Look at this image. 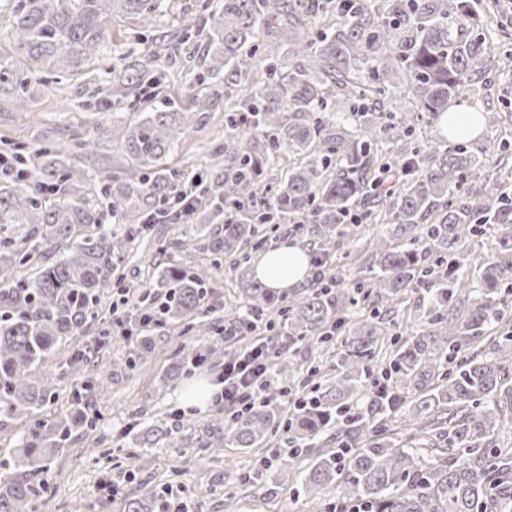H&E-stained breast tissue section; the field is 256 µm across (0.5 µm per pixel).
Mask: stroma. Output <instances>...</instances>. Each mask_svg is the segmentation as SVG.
I'll list each match as a JSON object with an SVG mask.
<instances>
[{"instance_id":"obj_1","label":"stroma","mask_w":512,"mask_h":512,"mask_svg":"<svg viewBox=\"0 0 512 512\" xmlns=\"http://www.w3.org/2000/svg\"><path fill=\"white\" fill-rule=\"evenodd\" d=\"M217 0H166L154 33L159 39L156 53L144 51L138 21L125 14L112 18L111 39L104 48L117 69L139 64L141 69L162 74L154 88H140L115 102L111 80L97 71H84L63 82L47 81L32 92L26 108L14 99L0 96V137L24 146L41 145L73 149L78 163L87 170L110 168L113 174L129 177L131 162L123 144L108 134L113 123L131 125L151 105L152 97L186 102L190 94L211 95L213 85L200 64L208 50L204 38L182 45L178 42L183 24L200 22ZM484 31L493 44L490 73L467 94L465 103L481 112L479 133L470 147L481 152L488 169H495L497 154L490 137H512V14L485 4ZM179 43V42H178ZM224 140V106L216 104L209 123L193 129L166 158L168 167L186 177L204 173L210 187L224 180V167L213 160L214 148ZM167 225H154L138 238L126 254L127 276L144 272L157 248L173 238ZM164 350L140 352L133 365L107 374L108 395L101 407L105 420L96 430L74 435L69 448L55 453L46 475L49 488L41 512H125L129 499L147 487L185 488L190 512H224L227 496H234L237 512H307L305 493L294 473H284L277 486L254 482L251 475L259 460L279 462L285 445L284 430L270 433L253 451L228 447L223 457L212 458L198 448L197 439L209 431L216 413L212 404L186 410L184 438L178 448L121 446L120 439L140 413L155 416L181 407L179 393L188 383L202 379L215 384L224 362L188 368L171 385L162 378L176 367L182 355L201 347L203 339L194 332L169 328Z\"/></svg>"}]
</instances>
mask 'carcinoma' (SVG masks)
Here are the masks:
<instances>
[{"instance_id":"cac0c4a2","label":"carcinoma","mask_w":512,"mask_h":512,"mask_svg":"<svg viewBox=\"0 0 512 512\" xmlns=\"http://www.w3.org/2000/svg\"><path fill=\"white\" fill-rule=\"evenodd\" d=\"M164 0H18L12 12V50L0 51V93L27 105L30 86L63 77L99 59L112 14L137 17L151 31ZM208 41L205 72L250 77L240 103L224 104V185L203 191L194 234L176 238L162 253L195 249L209 264L194 270L161 258L139 281L141 315L179 324L204 336L213 324L198 320L212 271L237 255L230 271L242 305L234 319L262 320L277 311L290 341L327 344L340 339L336 376L313 388L307 405L287 420L286 458L301 464L297 478L318 509L335 490L339 503L365 512H512V448L500 445L512 423V182L489 174L462 141L443 138L421 149L408 138L415 123L448 127L450 103L485 77L492 63L480 18L470 0H224V9L200 24L184 25L182 42ZM124 90L151 82L124 69ZM217 95L162 98L133 125L112 126L138 164L134 180L75 164H32L27 178L101 185L112 195L102 211L59 203L47 207L23 189H0V209H19L32 228L0 253V269L23 267L55 240L70 245L60 258L0 288V432L15 431L0 448V512H40L51 453L78 431L95 429L103 414L88 416L90 393L106 392L87 380L69 409L53 415L59 394L40 368L60 345L77 344L94 323H105L102 295L123 287L118 276L128 244L147 231L134 205L152 197L175 204L187 186L163 160L180 139L205 123ZM411 99L416 108L385 110ZM292 164L283 179L265 183L280 156ZM398 174L389 193L374 189ZM477 187L459 194L463 184ZM385 213L391 233L357 237L345 252L354 274L338 267L288 302L252 280L250 255L266 248L286 222L311 239L314 257L327 261L349 214ZM116 228H111L112 222ZM488 226L501 233L490 258L465 272L473 256L465 242ZM418 295L419 323L398 346L378 381L370 382L383 324L406 296ZM224 337H212L188 361L224 355ZM403 416L409 432L388 424ZM282 415V392L232 418L217 414L200 447L220 455L224 446L249 449ZM336 428V447L323 435ZM180 428L155 419L125 436L130 448H169ZM127 512H162L150 488L126 504Z\"/></svg>"}]
</instances>
